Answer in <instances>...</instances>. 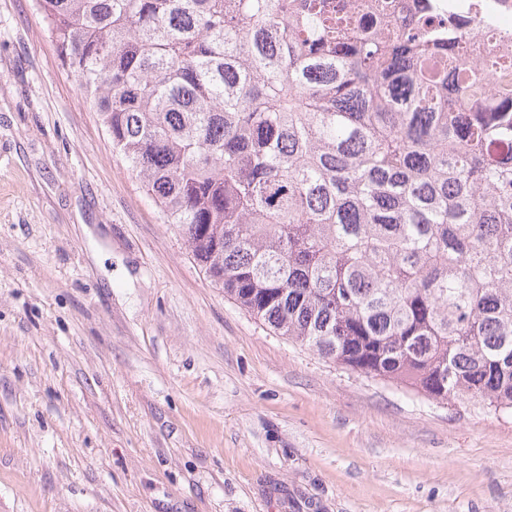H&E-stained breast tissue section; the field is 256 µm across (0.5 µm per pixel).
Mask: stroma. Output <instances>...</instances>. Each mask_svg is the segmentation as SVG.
Segmentation results:
<instances>
[{
	"instance_id": "obj_1",
	"label": "stroma",
	"mask_w": 512,
	"mask_h": 512,
	"mask_svg": "<svg viewBox=\"0 0 512 512\" xmlns=\"http://www.w3.org/2000/svg\"><path fill=\"white\" fill-rule=\"evenodd\" d=\"M0 512H512V416L225 298L0 0Z\"/></svg>"
}]
</instances>
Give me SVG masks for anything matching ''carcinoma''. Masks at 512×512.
<instances>
[{"instance_id":"1","label":"carcinoma","mask_w":512,"mask_h":512,"mask_svg":"<svg viewBox=\"0 0 512 512\" xmlns=\"http://www.w3.org/2000/svg\"><path fill=\"white\" fill-rule=\"evenodd\" d=\"M210 283L275 334L512 414V55L357 0H36Z\"/></svg>"}]
</instances>
